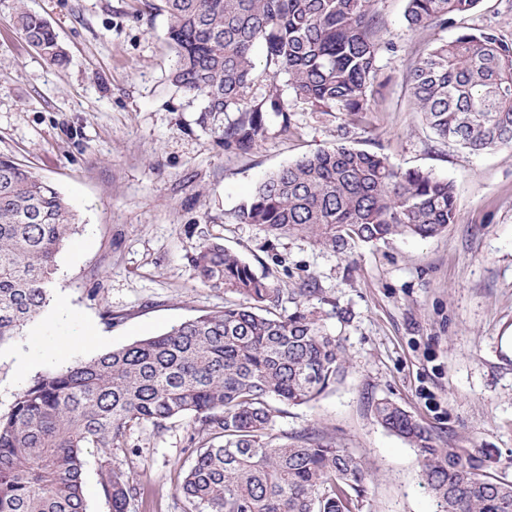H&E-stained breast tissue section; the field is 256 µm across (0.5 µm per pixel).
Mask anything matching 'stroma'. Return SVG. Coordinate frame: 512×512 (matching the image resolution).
I'll use <instances>...</instances> for the list:
<instances>
[{
    "label": "stroma",
    "instance_id": "1",
    "mask_svg": "<svg viewBox=\"0 0 512 512\" xmlns=\"http://www.w3.org/2000/svg\"><path fill=\"white\" fill-rule=\"evenodd\" d=\"M55 29L69 54L51 66L14 26L18 6ZM406 0H377L381 83L361 125L320 112L271 77L255 49L250 94L277 87L291 124L267 114L253 148H225L235 113L200 124V101L168 81L174 61L161 0H0V154L53 183L77 222L57 257L47 305L20 336L0 343V415L36 376L162 333L234 294L202 286L191 258L205 240L225 247L280 291L316 288L309 304L348 355L343 381L316 401L276 403L274 431L315 429L358 456L370 474L359 512H436L419 452L376 420L389 398L437 447L469 449L492 476L512 481V148L473 155L441 142L414 109L407 75L435 44L467 27L512 42V0H480L447 29H414ZM346 144L401 169L450 180L456 220L428 239L361 244L345 255L300 237L275 238L240 223V205L271 172ZM84 341H74L77 333ZM35 366L21 373L18 360ZM189 419L133 425L119 448L84 453L87 512H112L103 465L139 490L126 512H188L177 487L194 461Z\"/></svg>",
    "mask_w": 512,
    "mask_h": 512
}]
</instances>
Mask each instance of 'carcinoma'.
<instances>
[{
  "mask_svg": "<svg viewBox=\"0 0 512 512\" xmlns=\"http://www.w3.org/2000/svg\"><path fill=\"white\" fill-rule=\"evenodd\" d=\"M375 0H164L174 52L171 84L203 100L201 119L237 112L224 146L246 152L264 113L288 123L277 90L249 97L253 49L296 98L351 116L371 110L382 44ZM480 0H407L410 27L448 28ZM15 22L48 64L68 55L51 24L19 7ZM416 110L440 139L472 154L512 148V43L471 28L432 47L408 76ZM456 216L451 181L402 170L387 156L339 145L267 175L240 220L275 238L296 236L338 254L359 243L442 234ZM76 224L65 197L0 155V343L40 314L56 258ZM199 282L242 297L147 339L46 372L0 416V512H86L83 453L124 443L141 422H192L194 464L179 491L194 512H355L369 474L361 460L316 431L273 433L271 401L300 405L340 383L347 355L314 307L276 314L279 289L224 243H202ZM385 429L419 449L438 512H512V483L488 475L465 448H438L397 403L372 404ZM112 512L137 494L103 465Z\"/></svg>",
  "mask_w": 512,
  "mask_h": 512,
  "instance_id": "1",
  "label": "carcinoma"
}]
</instances>
